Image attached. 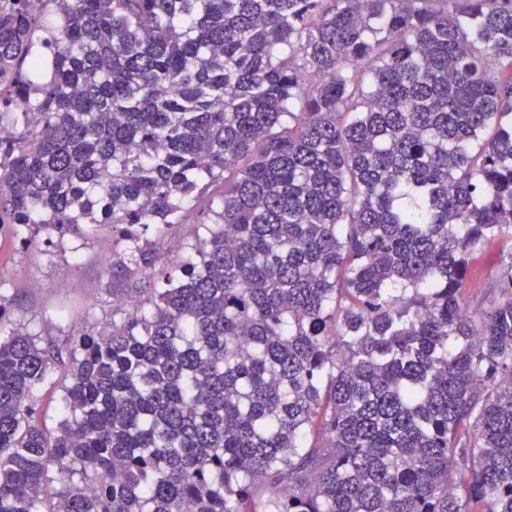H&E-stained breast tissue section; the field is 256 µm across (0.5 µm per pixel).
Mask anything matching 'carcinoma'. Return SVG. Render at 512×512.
I'll list each match as a JSON object with an SVG mask.
<instances>
[{
    "mask_svg": "<svg viewBox=\"0 0 512 512\" xmlns=\"http://www.w3.org/2000/svg\"><path fill=\"white\" fill-rule=\"evenodd\" d=\"M25 2L0 231L113 224L125 277L221 191L107 335L0 294V512H512V262L463 288L512 241V0ZM202 220L209 224L206 216L195 210L189 224H173L164 236L152 240L154 262L151 270L159 286L163 283L164 273L173 270L187 256V244L192 243L196 235L203 236L204 226L199 223ZM511 253V242L492 245L477 253L470 263L464 288H471V291H474L473 288H481L485 282L494 280L502 273L504 265L512 261ZM61 391L57 390L52 384H47L36 395V401L41 409V417L46 420L49 425L57 420L58 404Z\"/></svg>",
    "mask_w": 512,
    "mask_h": 512,
    "instance_id": "carcinoma-1",
    "label": "carcinoma"
}]
</instances>
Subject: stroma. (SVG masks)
I'll list each match as a JSON object with an SVG mask.
<instances>
[{"label":"stroma","mask_w":512,"mask_h":512,"mask_svg":"<svg viewBox=\"0 0 512 512\" xmlns=\"http://www.w3.org/2000/svg\"><path fill=\"white\" fill-rule=\"evenodd\" d=\"M199 213L188 223L175 224L164 236L154 238L151 267L156 277L173 270L188 253V245L203 233ZM118 235L111 225H95L91 233L75 231L64 237H39L23 244L11 233L0 235V267L8 274L0 281L9 300L13 320L28 323L43 340L58 341L75 331L92 335L112 329L116 306L113 289L131 291L138 275L113 278L112 257L118 251ZM512 262V244L493 245L476 254L464 285L479 288L498 277Z\"/></svg>","instance_id":"obj_1"}]
</instances>
